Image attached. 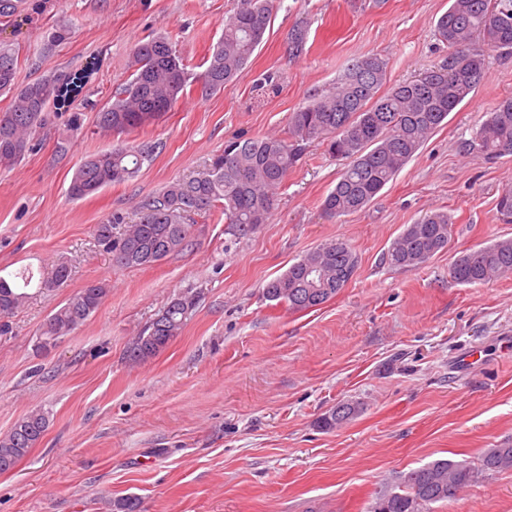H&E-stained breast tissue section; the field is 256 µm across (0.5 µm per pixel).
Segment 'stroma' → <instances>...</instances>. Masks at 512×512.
<instances>
[{
	"mask_svg": "<svg viewBox=\"0 0 512 512\" xmlns=\"http://www.w3.org/2000/svg\"><path fill=\"white\" fill-rule=\"evenodd\" d=\"M0 42L18 54L25 85L100 68L77 103L79 131L52 120L16 166L0 168V275L30 267L67 285L29 297L0 333V435L31 410L49 414L35 448L0 474V512H102L135 496L140 512H371L404 472L438 459L478 465L512 441V275L462 285L448 268L460 251L512 238L496 203L512 188V156L461 154L501 98L512 96V55L490 53L473 98L451 112L364 209L338 218L323 197L342 168L312 144L276 192L268 223L234 238L223 219L197 215L188 247L149 267L123 268L98 246L95 225L202 169L225 143L281 134L311 95L330 90L358 57L388 62L394 85L448 54L435 36L448 0H278L243 76L211 96L190 93L155 124L105 133L97 113L130 79L134 47L169 36L190 72L205 68L236 0H16ZM307 26L300 57L288 34ZM69 25L62 43L51 33ZM152 144L134 179L73 199L70 180L89 155ZM434 210L453 226L447 248L415 268L385 256L406 225ZM348 241L359 267L325 304L304 311L263 288L329 239ZM108 284L98 312L49 350L42 324L90 281ZM196 296L178 336L156 356L127 357L134 336L182 292ZM340 402L358 415L325 431ZM430 512H512V471L483 477Z\"/></svg>",
	"mask_w": 512,
	"mask_h": 512,
	"instance_id": "35a3bbf8",
	"label": "stroma"
}]
</instances>
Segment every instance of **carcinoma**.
Masks as SVG:
<instances>
[{"mask_svg": "<svg viewBox=\"0 0 512 512\" xmlns=\"http://www.w3.org/2000/svg\"><path fill=\"white\" fill-rule=\"evenodd\" d=\"M276 0H237L224 21V32L211 49L206 68L189 72L184 59L165 35L138 44L130 61L132 79L117 88L97 113L98 127L124 134L153 124L163 117L155 108L172 109L194 82L201 93L221 91L243 75L271 23ZM448 11L437 22L438 37L448 44V56L433 68L392 87L387 83V62L378 55L353 61L326 95L315 94L289 114L287 136L233 138L224 151L212 157L204 172L178 179L146 198L130 224L114 216L95 226L97 243L121 267H148L188 246V220L193 214H224L237 237L265 224L275 205V191L296 167L309 144L326 146L344 161L335 186L322 200L332 217L367 206L414 156L422 143L450 112L472 98L486 76V52L512 50V0H448ZM308 29L296 25L290 50H305ZM18 59L11 44L0 42V94L10 96L7 112L0 116V167L8 168L31 150V136L51 119L66 113L71 130L80 127L74 103L86 96L91 62L73 73L46 75L23 87L15 84ZM155 146H118L84 159L71 178L68 195L82 199L100 189L127 182L144 164L153 161ZM465 155L488 160L512 155V97L497 101L470 137L460 143ZM500 220L512 223V191L497 200ZM452 217L433 211L409 224L392 244L386 262L399 268L419 266L448 246ZM358 267L355 250L343 239H331L270 280L267 300L293 311L318 307L336 297ZM512 274V239L459 255L450 267L459 284H484ZM71 276L69 266L57 264L51 276L39 280L42 288H60ZM34 274L23 270L7 279L0 276V319L4 320L28 297ZM109 289L91 281L71 295L49 316L40 330L38 347L46 349L70 334L95 314ZM194 296L180 293L156 315L128 348L134 362L146 361L177 336ZM319 421L332 430L352 420L358 409L342 403ZM48 413L36 409L17 420L0 438V472L24 458L43 438ZM512 471V442L486 449L480 467L466 461L440 459L400 476L398 484L377 498L373 512H426L434 503L454 498L479 478ZM108 512H138V500L121 496L107 501Z\"/></svg>", "mask_w": 512, "mask_h": 512, "instance_id": "1", "label": "carcinoma"}]
</instances>
